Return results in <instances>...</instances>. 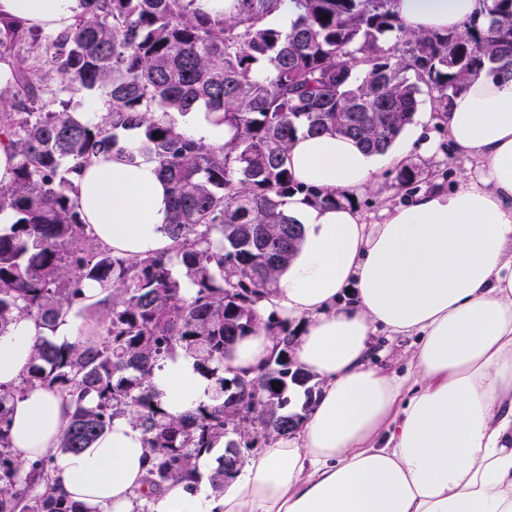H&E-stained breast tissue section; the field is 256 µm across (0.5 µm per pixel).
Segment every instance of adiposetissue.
<instances>
[{
  "label": "adipose tissue",
  "instance_id": "adipose-tissue-1",
  "mask_svg": "<svg viewBox=\"0 0 512 512\" xmlns=\"http://www.w3.org/2000/svg\"><path fill=\"white\" fill-rule=\"evenodd\" d=\"M411 32L463 30L479 0H392ZM80 0H0V18L60 31ZM448 143L479 165L447 189L417 193L364 223L355 207H322L307 189L350 194L396 158L429 150L418 133L371 154L336 133H297L287 166L303 192L283 210L302 226L297 252L257 305L294 323L295 361L322 383L296 428L245 457L220 493L173 483L156 512H512V76L481 73L453 96ZM77 202L114 254L167 250L169 190L147 158L85 166ZM412 336L409 368L372 359L377 333ZM46 330L19 316L0 335V385L27 371ZM276 346L266 329L238 339L224 365L254 376ZM151 383L168 413L209 403L192 359L163 362ZM73 406L34 388L9 406L10 445L30 462L56 447ZM141 430L126 416L91 447L66 455L59 490L88 512H135L146 478Z\"/></svg>",
  "mask_w": 512,
  "mask_h": 512
}]
</instances>
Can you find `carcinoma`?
I'll return each instance as SVG.
<instances>
[{"mask_svg": "<svg viewBox=\"0 0 512 512\" xmlns=\"http://www.w3.org/2000/svg\"><path fill=\"white\" fill-rule=\"evenodd\" d=\"M277 3L236 0L235 14L213 16L198 0H81L55 32L0 18V59L13 76L0 90V144L17 159L0 185V213L12 216L0 232V335L19 315L50 332L69 315L92 322L72 343L40 337L20 383L0 386V512H90L59 493L57 456L90 447L117 416L131 417L147 448L140 512H152L157 489L198 480L215 445L225 453L210 480L221 489L258 437L294 429L286 392L312 376L288 361V328L256 311L301 239L281 209L304 191L286 167L289 142L330 131L383 153L413 124L423 93L445 112L469 79L512 67V0H480L461 33H407L390 0H296L281 29L267 22ZM77 94L96 98L99 121L74 116ZM201 109L221 114L231 141L209 144L172 119ZM120 130L139 131L135 149ZM112 154L157 163L170 188L168 250L130 259L87 234L75 180ZM418 177L404 167L398 185L411 190ZM89 282L110 293L85 304ZM263 323L279 332L276 354L245 394L224 357ZM177 353L214 395L172 416L151 378ZM34 386L69 396L74 410L57 447L24 463L9 446L8 405Z\"/></svg>", "mask_w": 512, "mask_h": 512, "instance_id": "carcinoma-1", "label": "carcinoma"}]
</instances>
